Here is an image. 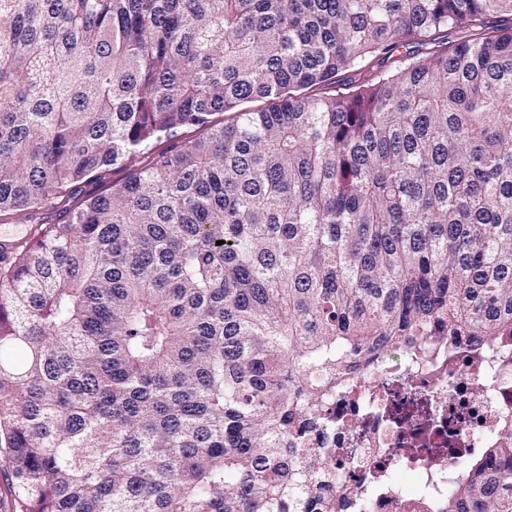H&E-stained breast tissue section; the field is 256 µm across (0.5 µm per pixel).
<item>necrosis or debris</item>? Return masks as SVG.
Listing matches in <instances>:
<instances>
[{
    "instance_id": "4bbe7bcc",
    "label": "necrosis or debris",
    "mask_w": 512,
    "mask_h": 512,
    "mask_svg": "<svg viewBox=\"0 0 512 512\" xmlns=\"http://www.w3.org/2000/svg\"><path fill=\"white\" fill-rule=\"evenodd\" d=\"M325 404L331 498L349 487L347 512H428L453 491L456 467L512 437V341L388 354ZM398 471L412 475V492L395 483Z\"/></svg>"
}]
</instances>
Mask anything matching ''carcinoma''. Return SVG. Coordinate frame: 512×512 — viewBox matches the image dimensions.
Segmentation results:
<instances>
[{
  "label": "carcinoma",
  "mask_w": 512,
  "mask_h": 512,
  "mask_svg": "<svg viewBox=\"0 0 512 512\" xmlns=\"http://www.w3.org/2000/svg\"><path fill=\"white\" fill-rule=\"evenodd\" d=\"M40 212L15 512H327L326 391L512 338V0H0V223ZM431 512H512V444Z\"/></svg>",
  "instance_id": "cac0c4a2"
}]
</instances>
